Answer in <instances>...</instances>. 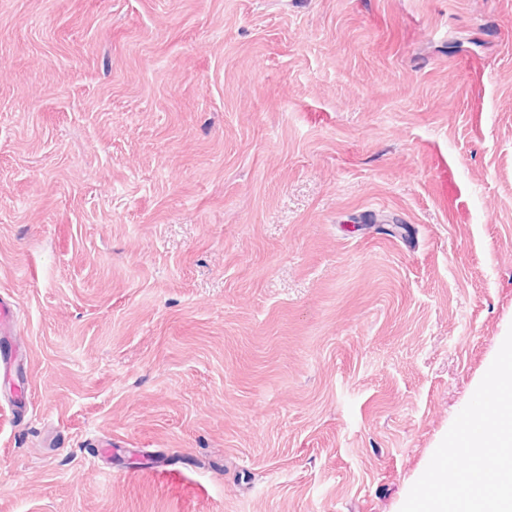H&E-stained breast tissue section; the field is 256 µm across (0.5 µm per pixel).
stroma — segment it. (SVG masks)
<instances>
[{"instance_id": "obj_1", "label": "stroma", "mask_w": 512, "mask_h": 512, "mask_svg": "<svg viewBox=\"0 0 512 512\" xmlns=\"http://www.w3.org/2000/svg\"><path fill=\"white\" fill-rule=\"evenodd\" d=\"M1 293L0 512H400L512 328V0H0ZM18 334L13 308L0 299V381L11 384H14L18 374L15 355V343L20 337Z\"/></svg>"}]
</instances>
